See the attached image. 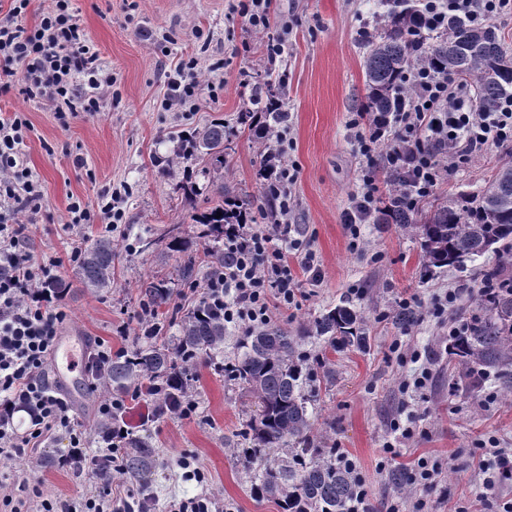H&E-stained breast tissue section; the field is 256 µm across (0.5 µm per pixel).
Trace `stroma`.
I'll return each mask as SVG.
<instances>
[{"mask_svg": "<svg viewBox=\"0 0 512 512\" xmlns=\"http://www.w3.org/2000/svg\"><path fill=\"white\" fill-rule=\"evenodd\" d=\"M233 0H73L87 38L114 81L104 88L98 112L60 117L48 102L0 93L1 112H22L34 130L23 152L41 192L38 208L22 214L25 247L34 260L58 258L56 278L69 282L59 305L65 327L77 329L86 348L95 340L111 342L120 352L141 346L136 336L142 318L140 286L166 280L172 289L165 336L193 305L177 270L183 260L163 237L179 225L182 237L196 240L201 227L193 215L219 195L262 206L257 177L268 151L236 124L238 112L253 108L252 84L271 75L285 89L281 126L285 159L296 168L290 222L294 235L316 254L321 280L312 284L296 272L299 304L272 309L271 319L288 331L312 325L343 296H352L366 325V349H330L310 337L307 351L323 356L307 382L312 392L308 435L314 446L338 448L358 466L370 490L375 512L400 496L427 500L432 512H482V478L472 452L493 437L512 448V395L494 378L481 376L477 388L455 391V366L445 350L447 321L430 309L436 294L459 291L455 309L466 312L483 269L498 261L487 252L461 267L422 272L420 241L395 224L362 225L358 246H351L343 213L356 193L366 161L354 146L350 122L366 102L363 59L368 43L387 25L384 0H271L270 27L254 31L247 18L230 16ZM287 29L284 52L269 60L263 51L270 36ZM199 60L204 90L191 110L165 107L167 76L184 57ZM223 120L232 135L224 152L223 172L195 169L197 194L185 198L179 188L184 165L177 158L180 134ZM505 158L491 147L455 168L413 214L423 223L432 206L460 193H479ZM94 205L113 199L121 217L112 229L101 224L72 225V199ZM110 235L119 251L112 286L90 293L76 285L74 243L90 245ZM158 241L154 251L138 252L139 237ZM410 300L417 322L405 332L393 325L400 300ZM243 329L225 326L224 351L216 360L191 366L189 393L198 403L192 417H151L144 401H126L130 433L149 435L157 452L151 512H171L174 504L208 496L217 512H282L276 500L254 497L252 474L240 454L241 432L256 405L249 390L227 378L221 366L241 351ZM429 350L430 375L423 387L410 382L422 369L414 351ZM414 417L412 433L394 432L400 412ZM68 452L66 438L40 449L42 467L33 472L45 497L91 495L96 479L76 476L58 461ZM437 458L443 470L430 487L398 488L391 472L413 468L419 458ZM201 469L203 480L186 478L183 461Z\"/></svg>", "mask_w": 512, "mask_h": 512, "instance_id": "stroma-1", "label": "stroma"}]
</instances>
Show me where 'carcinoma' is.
Instances as JSON below:
<instances>
[{
    "mask_svg": "<svg viewBox=\"0 0 512 512\" xmlns=\"http://www.w3.org/2000/svg\"><path fill=\"white\" fill-rule=\"evenodd\" d=\"M419 0H390L386 31L370 41L364 60L367 102L365 111L385 121L398 109L406 92L404 74L416 63L450 77L469 81L476 108L493 112L501 98L512 93V55L492 25L472 27L457 19L427 46L416 40ZM254 96L265 98L264 119L242 112L237 123L266 140L274 126L285 122L280 94L273 84L254 87ZM224 123L215 122L192 134L179 137L177 156L199 160L214 169L224 168ZM243 207L223 202L194 217L205 227L201 248L192 250L180 236L179 226L167 230L168 247L184 254L178 279L185 288L203 285L202 274L224 267V227L243 223ZM381 221L407 227L411 211L398 196L389 198ZM423 254V268L460 266L472 256L494 250L501 255L512 249V162L501 165L488 186L477 194H461L446 205H438L428 220L415 225ZM112 240L99 238L80 252L77 280L91 293L112 287ZM144 308L158 315L170 301L166 281H145L140 286ZM308 333L324 338L333 350L367 347L365 323L353 301L344 299L313 321ZM304 336H293L275 323L249 333L243 352L223 368L228 378L246 385L257 400V413L245 424L243 436L249 447L242 449L245 467L254 470L252 492L277 500L283 512H350L359 491L348 469L336 462V449L308 447L307 416L310 396L304 391L312 377L311 364L320 357L302 349ZM224 345V318L214 311L204 295L178 324L173 344H149L112 358L103 377L104 388L113 395L133 397L144 382L162 389L155 412L161 416L179 404L187 388V367ZM450 359L461 373L459 378L494 372L502 389L512 392V288L487 293L475 299L469 327L456 337ZM301 444L284 448L287 440ZM123 470L141 490L149 488L156 466V452L146 437L125 442Z\"/></svg>",
    "mask_w": 512,
    "mask_h": 512,
    "instance_id": "1",
    "label": "carcinoma"
}]
</instances>
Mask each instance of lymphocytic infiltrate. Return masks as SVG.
Here are the masks:
<instances>
[{
    "mask_svg": "<svg viewBox=\"0 0 512 512\" xmlns=\"http://www.w3.org/2000/svg\"><path fill=\"white\" fill-rule=\"evenodd\" d=\"M30 2L10 0L8 12L0 17V93L16 89L61 112L99 111L100 89L111 85L113 77L87 40L72 0H50L32 27L23 22ZM511 5L512 0H425L424 32H443L452 18L480 25ZM79 78L84 81L80 91L75 88ZM405 82L409 91L391 122L367 117L364 130L356 131L353 140L368 165L380 161L401 174L398 196L412 208L450 176V160L512 143V97L503 99L497 111H477L467 82L421 64L407 72ZM31 130L23 113L0 116V457L26 459L30 449L63 434L69 439V462L101 479L104 472L121 470L119 445L128 431L110 428L98 454H84V432L70 417L62 393L49 382L50 353L65 314L43 286L57 262H33L20 243L23 225L7 221L8 216L35 208L40 198L22 153ZM268 161L275 170L280 219L229 229L224 236V267L203 285L225 321L242 323L249 330L269 322L271 307L287 309L297 303L295 277L277 241L288 240L301 270L313 279L321 277L315 253L290 235L287 215L295 175L281 152H273ZM377 192L374 176L365 174L343 215L351 239H359L361 224L375 211ZM21 410L29 416L22 431L13 423L15 412ZM478 459L486 489L512 485V448L493 441L480 447ZM0 512H112V488L104 483L90 496L48 499L42 497L37 481L17 476L11 493L0 497Z\"/></svg>",
    "mask_w": 512,
    "mask_h": 512,
    "instance_id": "lymphocytic-infiltrate-1",
    "label": "lymphocytic infiltrate"
}]
</instances>
